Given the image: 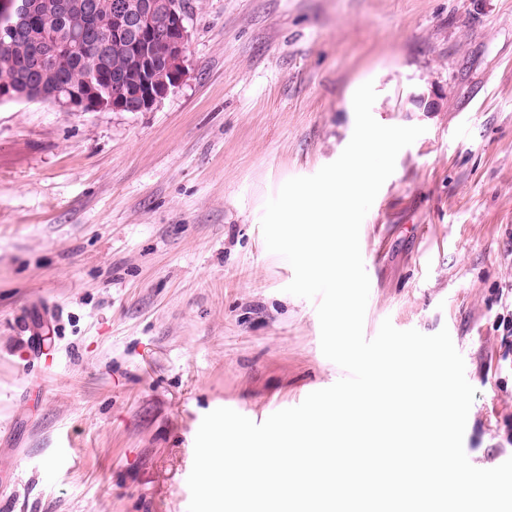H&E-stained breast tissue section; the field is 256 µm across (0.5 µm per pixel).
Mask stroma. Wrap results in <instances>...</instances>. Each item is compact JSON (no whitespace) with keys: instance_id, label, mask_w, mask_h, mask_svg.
Listing matches in <instances>:
<instances>
[{"instance_id":"stroma-1","label":"stroma","mask_w":512,"mask_h":512,"mask_svg":"<svg viewBox=\"0 0 512 512\" xmlns=\"http://www.w3.org/2000/svg\"><path fill=\"white\" fill-rule=\"evenodd\" d=\"M191 5L151 110L0 103V512H187L207 413L262 422L344 377L260 219L339 157L369 80L379 123L425 132L361 226L364 334L448 329L466 455L511 458L512 0Z\"/></svg>"}]
</instances>
